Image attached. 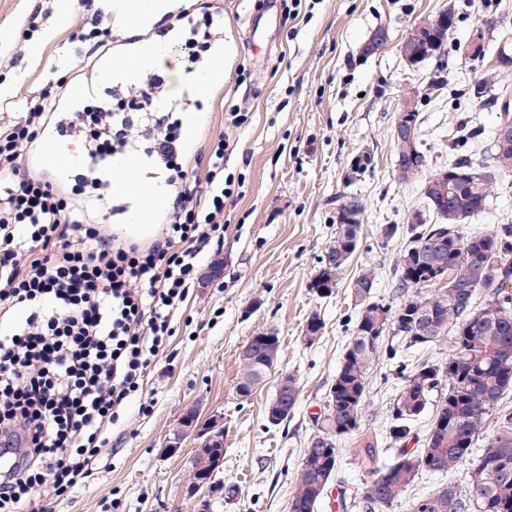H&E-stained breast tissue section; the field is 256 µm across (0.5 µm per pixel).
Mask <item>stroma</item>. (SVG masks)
Segmentation results:
<instances>
[{"instance_id": "obj_1", "label": "stroma", "mask_w": 512, "mask_h": 512, "mask_svg": "<svg viewBox=\"0 0 512 512\" xmlns=\"http://www.w3.org/2000/svg\"><path fill=\"white\" fill-rule=\"evenodd\" d=\"M224 14V26L212 42L224 52V83L208 100H195L190 112L178 113L184 159L197 176L201 155L221 134L234 148L225 158L237 198L224 209V238L198 257L200 271L215 260L224 277L208 288H192L172 318L170 346L144 380L142 401L148 414L130 403L123 424L109 432L94 474L59 499L37 498V507L53 512H196L184 494L190 482L193 437L176 453L162 448L181 417L200 407L202 417L224 419V465L220 476L236 484L237 499H215L211 512H288L304 450L314 436L336 376L338 362L352 335L356 311L348 288L365 266L377 268L376 293L394 300L395 278L383 267V250L403 245L387 241L388 224L410 223L421 215L434 223L422 195L423 182L400 181L393 146L395 118L412 89L423 86L435 68L426 61L408 68L399 45L420 19L446 9L458 21L448 38V83L431 103L421 105L419 138L426 170L451 159L448 144L461 121L493 129L495 113L480 109L463 89L470 80L488 86L512 85V69L489 71L463 58L475 30L492 37L494 24L512 20V0H180L178 10L195 17L207 7ZM42 12L37 32H29L30 13ZM53 0H0V125L13 121L27 97L51 93L59 108L24 151L22 165L45 177L66 196L84 188L87 166L82 143L63 135L58 123L92 100L112 96L113 83L101 78L113 49L128 44L113 29L105 47L93 49L78 27L83 14L74 0L68 24L53 27ZM270 22L267 35L250 37L248 20ZM384 26L390 41L378 54L361 47L371 31ZM41 42L40 58L29 48ZM64 86H57V79ZM231 112L247 113L238 128L228 126ZM61 146L79 162L64 169L36 158ZM369 152V169L355 180L346 173L354 156ZM359 197L365 205L360 246L338 288L321 298L310 284L336 229V200ZM320 316L323 334L315 343L303 338L308 317ZM275 329L281 339L280 371L296 376L298 403L288 420L270 425L265 409L275 394V380L249 399L236 393L238 354L248 338ZM386 351L369 379L364 429L380 436L382 461L398 452L386 437L393 400L403 374L421 361L444 363L446 350L409 351L386 339ZM141 401V402H142Z\"/></svg>"}]
</instances>
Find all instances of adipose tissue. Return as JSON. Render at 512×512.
<instances>
[{
  "mask_svg": "<svg viewBox=\"0 0 512 512\" xmlns=\"http://www.w3.org/2000/svg\"><path fill=\"white\" fill-rule=\"evenodd\" d=\"M175 6V0H110L113 23L121 28L151 27ZM178 61L168 43L149 41L132 50L114 51L103 74L108 78L133 80L153 69H174ZM144 161L136 156L113 159L105 171L113 196L135 195L136 204L126 215L127 233L146 239L153 235L156 216L170 203L167 185L142 174Z\"/></svg>",
  "mask_w": 512,
  "mask_h": 512,
  "instance_id": "obj_1",
  "label": "adipose tissue"
}]
</instances>
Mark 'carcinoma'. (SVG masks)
<instances>
[{
    "label": "carcinoma",
    "mask_w": 512,
    "mask_h": 512,
    "mask_svg": "<svg viewBox=\"0 0 512 512\" xmlns=\"http://www.w3.org/2000/svg\"><path fill=\"white\" fill-rule=\"evenodd\" d=\"M477 60L491 70L512 68V29L496 28L493 48H484ZM467 95L499 113L497 126L512 125V89L491 93L483 82L467 86ZM483 131L466 123L454 142L455 158L448 164V192L437 206L423 191L436 214L433 224L388 225L384 237L403 235L406 244L390 256L401 299L392 304L375 296L377 275L364 268L350 281L357 321L328 393L323 429L307 444L297 472L289 512H316L332 483L343 454L342 440L360 432L367 401L368 380L380 360L386 338L398 337L408 348L448 343V361L422 362L403 376L393 407L389 438L402 443L428 406L433 418L422 447L400 451L390 464L380 463L378 441L366 437L352 450L358 468L367 475L356 490L367 512H388L424 474L462 473L467 491L452 483L415 499L411 512H472L478 496L482 512H512V408L504 404L512 393V224H499L483 233L469 231L471 220L486 210L498 173H512V140L492 145V166L483 167L467 154L463 143ZM399 178L425 157L418 139L393 135ZM478 172L486 178L474 177ZM364 205L356 196L336 205V232L319 261L310 288L329 297L338 287L361 239ZM500 262L490 263L493 257ZM438 271L444 284L427 277ZM280 337L259 331L239 353L237 387L256 390L277 367ZM300 385L294 376L277 386L267 405L285 420L294 410ZM497 433L476 450L489 418Z\"/></svg>",
    "instance_id": "carcinoma-1"
}]
</instances>
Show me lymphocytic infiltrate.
<instances>
[{"label": "lymphocytic infiltrate", "instance_id": "1", "mask_svg": "<svg viewBox=\"0 0 512 512\" xmlns=\"http://www.w3.org/2000/svg\"><path fill=\"white\" fill-rule=\"evenodd\" d=\"M167 97L165 79L150 74L65 125L84 141L90 173L139 148L180 184L161 237L147 246L113 245L73 199L22 172L25 147L56 110L48 96L28 98L0 126V312H20L0 333V453L12 459L0 469V512H24L44 484L62 495L92 475L107 428L122 423L126 400L174 334L198 255L224 235L229 144L213 143L205 178H191L177 123L151 118Z\"/></svg>", "mask_w": 512, "mask_h": 512}]
</instances>
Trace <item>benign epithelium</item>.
<instances>
[{
    "instance_id": "1",
    "label": "benign epithelium",
    "mask_w": 512,
    "mask_h": 512,
    "mask_svg": "<svg viewBox=\"0 0 512 512\" xmlns=\"http://www.w3.org/2000/svg\"><path fill=\"white\" fill-rule=\"evenodd\" d=\"M453 28L448 19V11L443 10L432 17L425 18L417 23L409 35L401 42L400 55L404 63L410 68H416L430 57L437 61L434 73L447 79L448 69L445 65V51L433 52L430 50V37L445 38ZM389 41V32L386 27L374 30L363 46V53L367 56L381 51ZM484 46L483 32L478 29L463 48V55L467 59L477 56ZM426 101V89H416L412 95L402 103L396 120V128L410 136L415 135V128L410 122V113L417 111L418 103ZM199 410L189 411L183 415L179 422V429L175 437L165 444L169 453H174L181 447V440L193 435L198 443L191 459L192 468L197 475L187 487V493L197 498L199 512H209V502L205 493L212 492L215 485L209 476L219 471L224 463V456L214 452L216 448L224 447V421L221 418L210 417L199 422Z\"/></svg>"
}]
</instances>
